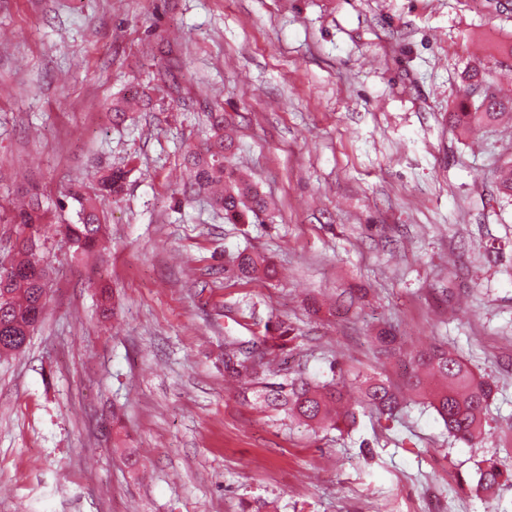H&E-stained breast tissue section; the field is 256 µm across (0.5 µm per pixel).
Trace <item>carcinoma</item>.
Segmentation results:
<instances>
[{"mask_svg": "<svg viewBox=\"0 0 512 512\" xmlns=\"http://www.w3.org/2000/svg\"><path fill=\"white\" fill-rule=\"evenodd\" d=\"M481 90L487 101L473 99ZM462 110L448 113L450 126L469 128L490 125L505 115L512 116V96L505 97L494 86L489 67L472 66L462 78ZM142 100L138 91L126 93L112 101L108 111L122 118L131 104ZM212 135L199 148L187 150L184 161L189 183L211 194L213 205L224 212L232 224H245L267 210V202L256 187L231 166L227 154L231 148L224 135V113L212 109L206 113ZM128 172L112 168L93 175L91 183L70 185L59 200L63 208L76 204V218L55 225V231L75 246V257L97 252L103 245L106 224L105 206L124 194ZM7 223L18 228L13 253L8 263L0 260V350L12 351L18 337L30 333L41 319L48 298L47 266L41 256L45 234L52 225L49 211L42 206L38 193L30 195L28 204L8 217ZM236 274L248 279L271 280L275 270L264 257L246 250L238 253ZM290 328L278 326L276 332L260 340L259 348L228 342L224 347V379L256 385L255 401L265 409L280 410L310 429L325 425L341 430L355 423V414L343 409L345 386L336 380L315 383L303 376L278 379L271 370L269 356L287 347ZM381 351L399 354L397 339L389 331L376 337ZM403 386L367 378L362 382L365 406L381 416L395 418L411 392L424 400L442 420L448 435L470 447L476 446L486 433L488 411L495 395V385L480 376L444 344L432 343L424 350L403 360ZM476 492L492 494L509 479L501 463L486 458L478 464Z\"/></svg>", "mask_w": 512, "mask_h": 512, "instance_id": "carcinoma-1", "label": "carcinoma"}]
</instances>
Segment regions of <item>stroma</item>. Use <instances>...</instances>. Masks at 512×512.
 Instances as JSON below:
<instances>
[{"label": "stroma", "instance_id": "1", "mask_svg": "<svg viewBox=\"0 0 512 512\" xmlns=\"http://www.w3.org/2000/svg\"><path fill=\"white\" fill-rule=\"evenodd\" d=\"M510 43L480 0H0V206L128 171L104 251L49 233L46 315L0 356V512H512V487L470 490L482 457L512 471V124L448 125L462 71ZM133 88L149 105L113 121ZM216 106L269 203L249 224L189 188ZM245 249L276 279L233 275ZM278 322L274 369L343 378L348 431L225 382V337ZM383 328L493 378L478 447L415 401L362 410V380L403 377Z\"/></svg>", "mask_w": 512, "mask_h": 512}]
</instances>
